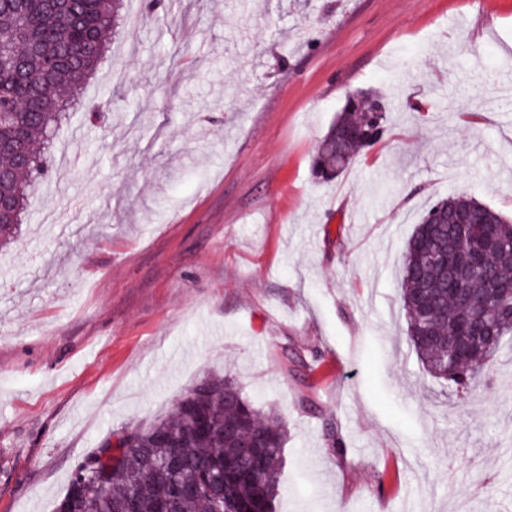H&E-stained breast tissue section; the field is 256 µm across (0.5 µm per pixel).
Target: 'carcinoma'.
<instances>
[{"instance_id":"cac0c4a2","label":"carcinoma","mask_w":512,"mask_h":512,"mask_svg":"<svg viewBox=\"0 0 512 512\" xmlns=\"http://www.w3.org/2000/svg\"><path fill=\"white\" fill-rule=\"evenodd\" d=\"M124 0H0V248L11 244L29 191L48 180L46 149L66 116L61 92L80 95L108 52ZM390 106L373 90L346 100L313 162L318 179L343 174L355 156L387 130ZM450 212L474 226H497L502 246L482 273L448 282L431 255L448 248ZM512 278V220L467 195L432 203L408 239L402 262L401 302L407 336L432 377L473 391L476 361L448 356L455 318L468 300L495 280ZM499 338L512 333V316L488 309L475 327ZM124 447L106 438L76 469L54 512H275L286 425L272 409L256 406L234 379H199L164 415L116 431Z\"/></svg>"}]
</instances>
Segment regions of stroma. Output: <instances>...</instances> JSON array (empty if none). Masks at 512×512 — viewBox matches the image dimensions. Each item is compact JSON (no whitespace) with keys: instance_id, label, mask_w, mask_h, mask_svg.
Returning a JSON list of instances; mask_svg holds the SVG:
<instances>
[{"instance_id":"stroma-1","label":"stroma","mask_w":512,"mask_h":512,"mask_svg":"<svg viewBox=\"0 0 512 512\" xmlns=\"http://www.w3.org/2000/svg\"><path fill=\"white\" fill-rule=\"evenodd\" d=\"M141 9L0 250V512H53L112 431L212 373L286 424L276 512H512V336L461 401L400 303L431 201L512 215V0ZM366 88L393 107L384 136L315 178ZM287 349L307 367L284 370Z\"/></svg>"}]
</instances>
